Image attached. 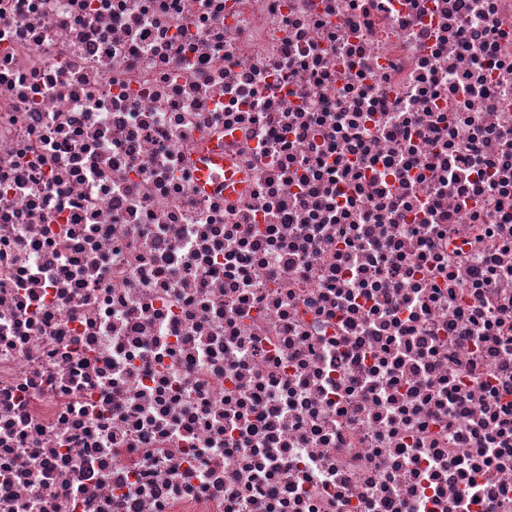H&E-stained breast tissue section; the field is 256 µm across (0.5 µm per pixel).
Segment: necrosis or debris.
I'll return each instance as SVG.
<instances>
[{
    "instance_id": "4bbe7bcc",
    "label": "necrosis or debris",
    "mask_w": 512,
    "mask_h": 512,
    "mask_svg": "<svg viewBox=\"0 0 512 512\" xmlns=\"http://www.w3.org/2000/svg\"><path fill=\"white\" fill-rule=\"evenodd\" d=\"M0 512H512V0H0Z\"/></svg>"
}]
</instances>
